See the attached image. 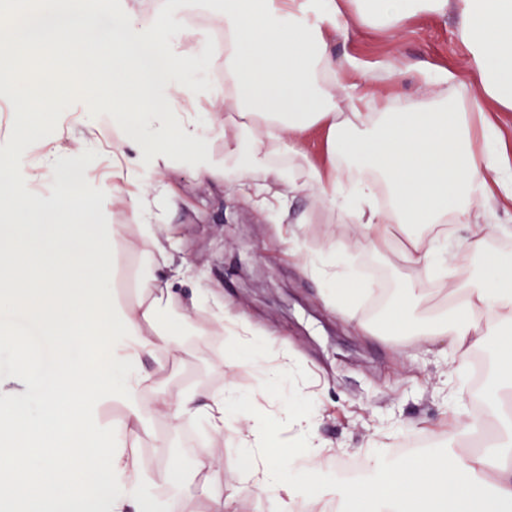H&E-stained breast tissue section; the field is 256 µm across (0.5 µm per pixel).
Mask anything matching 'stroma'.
Here are the masks:
<instances>
[{
	"instance_id": "1",
	"label": "stroma",
	"mask_w": 512,
	"mask_h": 512,
	"mask_svg": "<svg viewBox=\"0 0 512 512\" xmlns=\"http://www.w3.org/2000/svg\"><path fill=\"white\" fill-rule=\"evenodd\" d=\"M455 25L454 15L448 14L421 17L394 31L349 28L337 36L336 53L352 57L357 65L343 71L340 81L400 102L419 97L425 75L435 70L463 77L467 54ZM31 77L27 70L0 79V147L23 137L11 100ZM48 110L55 121L47 127L42 146L31 148V156L81 142L95 163L87 175L86 191L97 194L99 177L110 173L122 158V129L113 124L111 112L77 98L53 101ZM163 178L177 185L189 201L188 206L163 210L156 220L160 235L175 238L176 260L186 261L193 270L182 283L184 290L206 289L214 301L229 304L246 319L258 335L287 338L297 371L312 384L301 397L296 396L291 379L278 381L272 392L297 411L320 413L318 435L333 445L337 459L359 457L364 449L387 458L392 447L412 437L424 439V454L449 451L445 438L449 420L456 415L471 417L472 411L470 392L458 388L447 340L430 348L415 341L401 346L393 337L353 330L326 306L327 280L302 271L293 256L298 245L316 256L329 241H340L360 268L361 276L352 280V287L373 281L391 292L404 287L411 275L395 252L362 249L353 225L326 210L310 193L292 204L289 220H298L308 210L314 213L313 223H300L293 241L289 221H281L275 204H259L223 175L200 179L187 167L174 166ZM103 219L124 227L125 250L116 286L127 297L137 286L139 230L118 211L105 210ZM178 338L185 351L165 373L169 387L223 390L220 365L229 354L224 337L201 344L183 330ZM134 446L149 455L151 464L179 462L190 492L189 512H207V500L197 495V488L217 492L236 477L229 469L236 453L234 433L212 436L200 420L175 419L139 431ZM201 450L215 460L214 468H198Z\"/></svg>"
}]
</instances>
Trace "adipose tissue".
I'll return each instance as SVG.
<instances>
[{
  "mask_svg": "<svg viewBox=\"0 0 512 512\" xmlns=\"http://www.w3.org/2000/svg\"><path fill=\"white\" fill-rule=\"evenodd\" d=\"M197 0H170L169 11L148 20L115 0L92 12L83 0H44L25 31L0 44V74L23 62L52 83L20 94L13 110L22 143L0 151V210L17 230L0 247V311L23 307L52 336L59 366L49 384L33 373L18 337L0 338V506L6 512H82L98 500L104 512H187L181 474L172 465L147 468L129 446L136 429L154 417L204 420L223 435L242 400L233 381L221 394L159 390L160 369L183 352L174 328L192 329L200 342L227 333L250 352L261 385L252 407L273 414L275 426L253 423L238 431L241 461L236 484L209 495L208 512H237L249 493L266 494L272 512H330L336 501L357 512H512V437L496 438L480 455L451 452L407 462L366 456L375 479L342 488L327 476L336 467L332 446L319 439L317 415L298 413L269 395L288 375L293 358L276 339L253 336L249 326L209 309L206 290L185 296L156 270L175 247L149 217L174 193L160 175L186 164L200 178L235 177L245 195L277 187L278 210L289 217L295 197L314 191L341 220L354 224L366 249H386L395 227L427 224L431 236L411 235L400 258L411 271L407 287L389 295L374 314L360 310L359 291L336 287L331 302L359 329L379 334L401 319L400 335L430 346L447 338L456 361L492 346L493 380L486 392L489 421L512 420V254L489 253L488 235L512 237L499 211H512V147L488 107L512 112V0H224V41L181 24ZM454 11L468 50L466 99L447 91L395 105L363 93L337 92L354 59L336 56L334 37L349 24L396 29L424 16ZM224 59L223 93L201 90L198 55ZM78 60L85 77L60 80L61 63ZM81 96L111 111L137 154L102 184L100 195L129 220L141 238L139 286L131 298L112 290L124 248L123 227L103 223L84 185L59 196L25 191L26 143L42 138L46 97ZM225 109V122L243 116L216 158L200 131L201 117ZM325 136L323 161L303 154L287 166L272 156L312 132ZM468 225L467 237L448 241L447 221ZM482 255L484 270L448 291L433 316L426 284L447 282L458 260ZM208 311L205 324L189 322ZM153 369H146L145 360ZM121 403L123 426L102 418Z\"/></svg>",
  "mask_w": 512,
  "mask_h": 512,
  "instance_id": "adipose-tissue-1",
  "label": "adipose tissue"
}]
</instances>
